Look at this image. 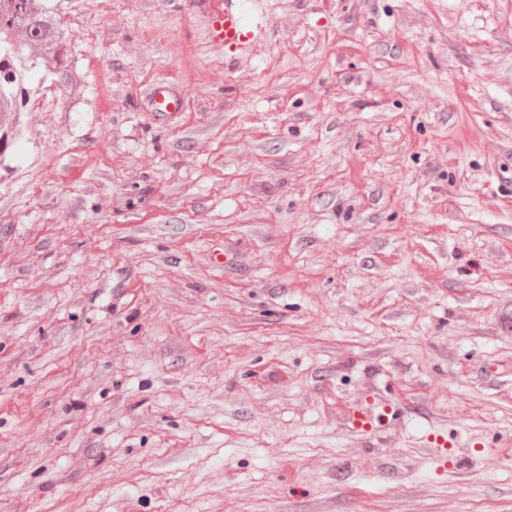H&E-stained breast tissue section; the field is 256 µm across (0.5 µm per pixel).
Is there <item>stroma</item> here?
Masks as SVG:
<instances>
[{"label":"stroma","instance_id":"35a3bbf8","mask_svg":"<svg viewBox=\"0 0 512 512\" xmlns=\"http://www.w3.org/2000/svg\"><path fill=\"white\" fill-rule=\"evenodd\" d=\"M49 3L82 81L29 53L0 112V512H512V0H253L233 61L190 0ZM26 92L22 73L0 60V112H21L26 106ZM153 109L159 117L165 118L181 110L183 101L174 84L163 82L152 85L148 90ZM397 404L381 392L369 394L353 407L347 415L351 430L366 441H371L378 431L398 419Z\"/></svg>","mask_w":512,"mask_h":512}]
</instances>
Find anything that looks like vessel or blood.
<instances>
[{"mask_svg": "<svg viewBox=\"0 0 512 512\" xmlns=\"http://www.w3.org/2000/svg\"><path fill=\"white\" fill-rule=\"evenodd\" d=\"M194 4L205 18L210 36L223 43L224 52L229 57H236L264 33L262 23L245 12L243 0H194ZM148 95L154 111L162 118L176 113L183 106L181 96L168 82L152 85ZM398 415V406L392 399L374 392L349 411L347 422L355 434L369 441L381 428L393 423Z\"/></svg>", "mask_w": 512, "mask_h": 512, "instance_id": "b4317fda", "label": "vessel or blood"}]
</instances>
